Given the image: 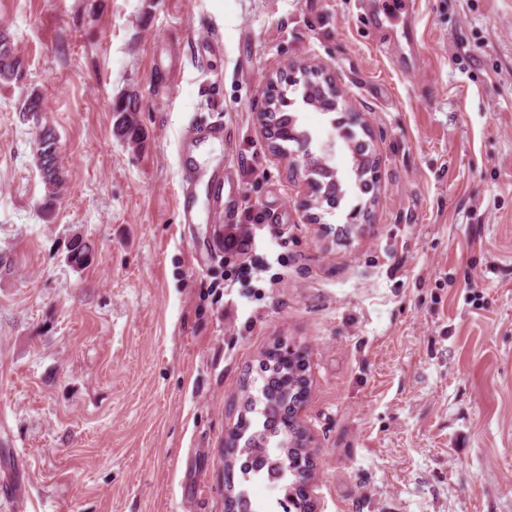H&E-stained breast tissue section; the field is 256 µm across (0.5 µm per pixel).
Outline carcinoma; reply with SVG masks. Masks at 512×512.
<instances>
[{
  "instance_id": "cac0c4a2",
  "label": "carcinoma",
  "mask_w": 512,
  "mask_h": 512,
  "mask_svg": "<svg viewBox=\"0 0 512 512\" xmlns=\"http://www.w3.org/2000/svg\"><path fill=\"white\" fill-rule=\"evenodd\" d=\"M22 62L17 53L5 57L0 53V86H10L21 78ZM302 87L301 99L304 104L314 106L318 101L319 89L317 85L301 78L292 83V87ZM295 104V100L288 98L287 93L277 94L273 105L276 108L279 133L271 148L281 155H286L288 142H298L297 136L303 135L311 138V134L298 126L297 116L288 112V108ZM116 112V128L127 140L133 144L140 141L139 123L136 119L138 112L136 103L132 98L120 100L113 107ZM35 164L38 167L44 188V203L42 212L48 216L54 202L62 196L67 189V174L59 163L57 152V137L50 127H42L39 141L35 151ZM298 359L288 358L278 351L265 352L262 379L264 384L260 389L261 396L254 398L246 396L245 414L240 416L239 424L231 441L233 447L228 450L225 462L239 463V472L242 480L247 482L252 476L266 473L270 476H279L286 472H293L299 468L297 455L291 453L290 445L297 438L298 427L286 424H276V411L274 407L280 405L288 389L298 384ZM255 413L257 423H252L247 414ZM285 497L296 512H308V500L303 489L291 484L285 488Z\"/></svg>"
}]
</instances>
